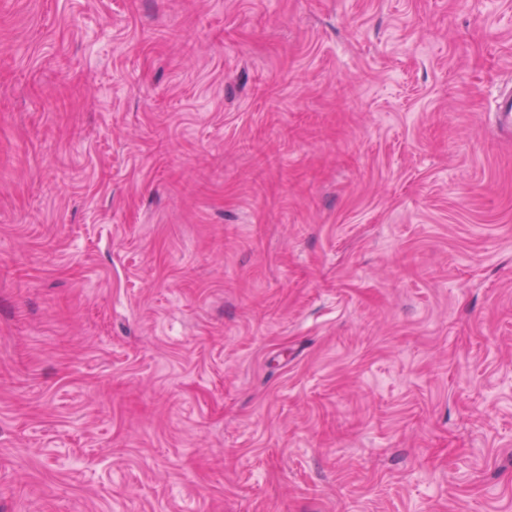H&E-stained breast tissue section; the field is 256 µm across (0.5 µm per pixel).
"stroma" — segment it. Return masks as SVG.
<instances>
[{"mask_svg":"<svg viewBox=\"0 0 512 512\" xmlns=\"http://www.w3.org/2000/svg\"><path fill=\"white\" fill-rule=\"evenodd\" d=\"M512 0H0V512H512Z\"/></svg>","mask_w":512,"mask_h":512,"instance_id":"stroma-1","label":"stroma"}]
</instances>
